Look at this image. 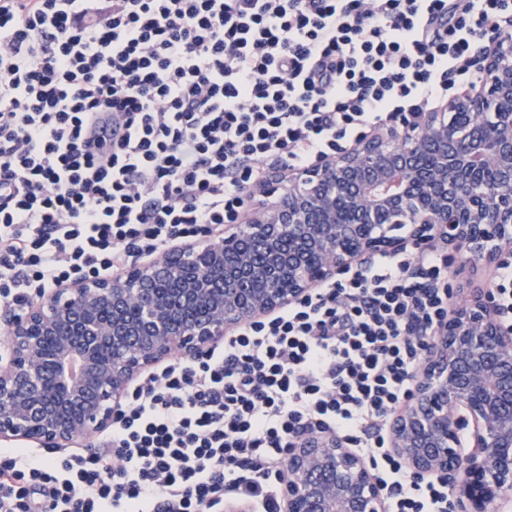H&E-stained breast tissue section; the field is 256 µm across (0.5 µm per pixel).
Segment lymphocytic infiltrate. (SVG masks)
Listing matches in <instances>:
<instances>
[{"label": "lymphocytic infiltrate", "mask_w": 512, "mask_h": 512, "mask_svg": "<svg viewBox=\"0 0 512 512\" xmlns=\"http://www.w3.org/2000/svg\"><path fill=\"white\" fill-rule=\"evenodd\" d=\"M512 0H0V306L235 223L305 168L470 77ZM450 257L381 255L131 391L96 447L0 448V512H275L291 441L333 432L390 512H448L388 445Z\"/></svg>", "instance_id": "lymphocytic-infiltrate-1"}]
</instances>
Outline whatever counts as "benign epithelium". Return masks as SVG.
I'll return each instance as SVG.
<instances>
[{
    "mask_svg": "<svg viewBox=\"0 0 512 512\" xmlns=\"http://www.w3.org/2000/svg\"><path fill=\"white\" fill-rule=\"evenodd\" d=\"M473 63L479 87L438 109L309 168L274 169L236 223L0 310V440L71 448L100 436L147 371L223 344L376 255L446 241L494 281L512 253L511 15ZM388 442L411 475L443 477L465 512L512 495V326L491 290L429 342ZM287 470L284 512H389L372 464L335 434L298 435Z\"/></svg>",
    "mask_w": 512,
    "mask_h": 512,
    "instance_id": "benign-epithelium-1",
    "label": "benign epithelium"
}]
</instances>
